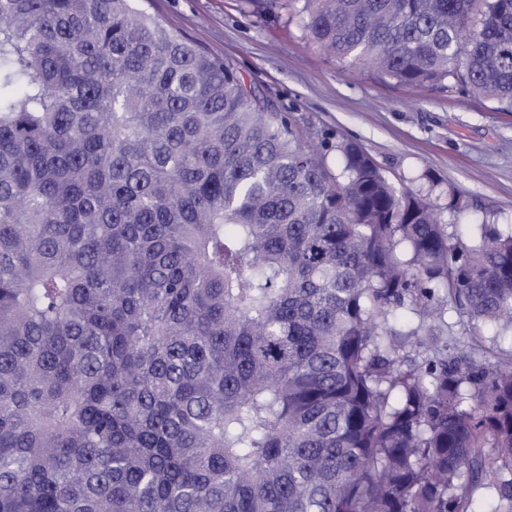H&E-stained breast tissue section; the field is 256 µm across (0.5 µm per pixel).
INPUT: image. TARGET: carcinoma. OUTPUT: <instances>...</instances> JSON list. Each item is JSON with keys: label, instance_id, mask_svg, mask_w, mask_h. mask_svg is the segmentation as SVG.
I'll return each mask as SVG.
<instances>
[{"label": "carcinoma", "instance_id": "cac0c4a2", "mask_svg": "<svg viewBox=\"0 0 512 512\" xmlns=\"http://www.w3.org/2000/svg\"><path fill=\"white\" fill-rule=\"evenodd\" d=\"M140 2L0 0V512H512V227L464 242ZM284 8L512 110V0Z\"/></svg>", "mask_w": 512, "mask_h": 512}]
</instances>
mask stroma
Wrapping results in <instances>:
<instances>
[{
  "instance_id": "obj_1",
  "label": "stroma",
  "mask_w": 512,
  "mask_h": 512,
  "mask_svg": "<svg viewBox=\"0 0 512 512\" xmlns=\"http://www.w3.org/2000/svg\"><path fill=\"white\" fill-rule=\"evenodd\" d=\"M146 8L229 61L276 111L358 143L396 187L429 196L465 242L477 224L512 225V113L340 61L303 37L280 0H147ZM453 192L463 211L449 210Z\"/></svg>"
}]
</instances>
